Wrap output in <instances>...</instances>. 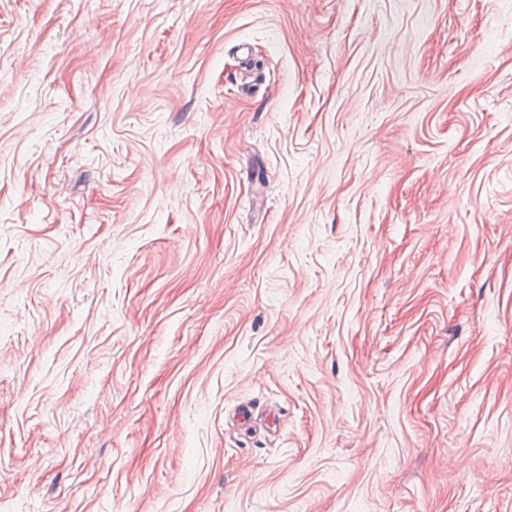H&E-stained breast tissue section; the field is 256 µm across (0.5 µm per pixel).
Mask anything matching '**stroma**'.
Wrapping results in <instances>:
<instances>
[{
	"label": "stroma",
	"mask_w": 512,
	"mask_h": 512,
	"mask_svg": "<svg viewBox=\"0 0 512 512\" xmlns=\"http://www.w3.org/2000/svg\"><path fill=\"white\" fill-rule=\"evenodd\" d=\"M0 512H512V0H0Z\"/></svg>",
	"instance_id": "stroma-1"
}]
</instances>
